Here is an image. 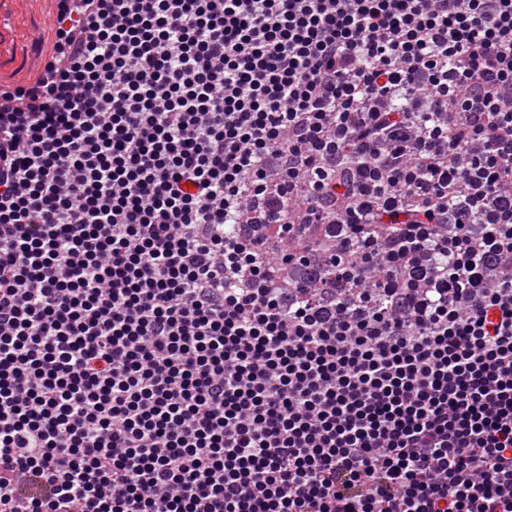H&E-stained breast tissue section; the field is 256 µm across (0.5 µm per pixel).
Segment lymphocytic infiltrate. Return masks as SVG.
<instances>
[{
	"instance_id": "1",
	"label": "lymphocytic infiltrate",
	"mask_w": 512,
	"mask_h": 512,
	"mask_svg": "<svg viewBox=\"0 0 512 512\" xmlns=\"http://www.w3.org/2000/svg\"><path fill=\"white\" fill-rule=\"evenodd\" d=\"M0 95V512H512V0H64Z\"/></svg>"
}]
</instances>
